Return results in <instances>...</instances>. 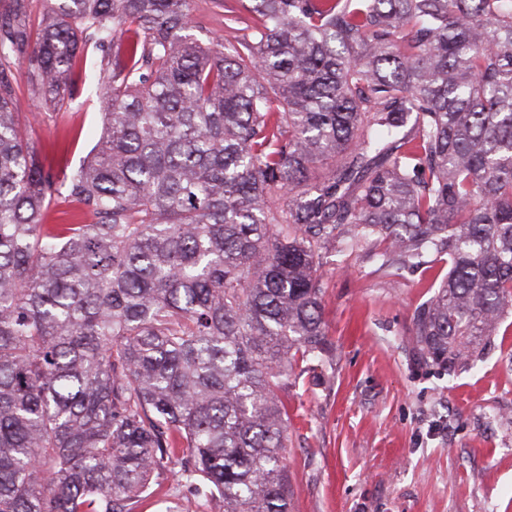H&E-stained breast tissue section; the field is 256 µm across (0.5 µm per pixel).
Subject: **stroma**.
<instances>
[{"label": "stroma", "instance_id": "35a3bbf8", "mask_svg": "<svg viewBox=\"0 0 512 512\" xmlns=\"http://www.w3.org/2000/svg\"><path fill=\"white\" fill-rule=\"evenodd\" d=\"M237 7L192 0V37H223ZM16 74L24 136L63 181L103 131L97 76L76 68L81 105L65 111L35 107L24 66ZM447 271L437 262L386 278L326 254L331 356L301 362L283 395L290 512H512V316L454 375L418 366L408 346L414 309Z\"/></svg>", "mask_w": 512, "mask_h": 512}]
</instances>
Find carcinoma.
<instances>
[{
    "mask_svg": "<svg viewBox=\"0 0 512 512\" xmlns=\"http://www.w3.org/2000/svg\"><path fill=\"white\" fill-rule=\"evenodd\" d=\"M0 13V512H136L173 458L223 512H288L292 365L324 355L322 258L448 265L411 317L447 374L512 308V0H190ZM99 72L102 136L55 182L18 123ZM55 197L76 206L45 223ZM192 25L189 34L203 44L224 38V14L238 8V0H191Z\"/></svg>",
    "mask_w": 512,
    "mask_h": 512,
    "instance_id": "obj_1",
    "label": "carcinoma"
}]
</instances>
